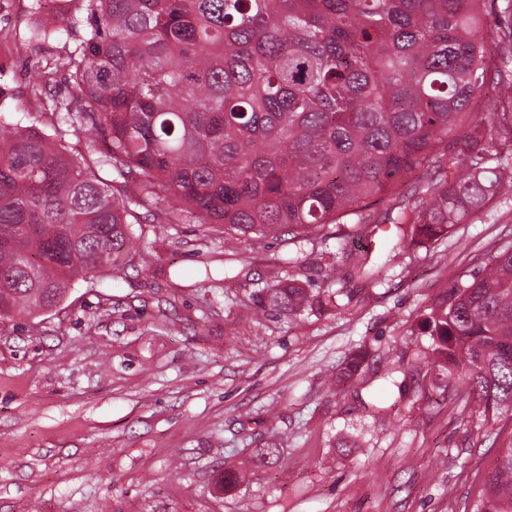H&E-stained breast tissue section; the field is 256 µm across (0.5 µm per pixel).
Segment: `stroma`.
Masks as SVG:
<instances>
[{"mask_svg":"<svg viewBox=\"0 0 512 512\" xmlns=\"http://www.w3.org/2000/svg\"><path fill=\"white\" fill-rule=\"evenodd\" d=\"M60 22L45 0H0L11 121L43 129L49 99L80 98L60 73L32 90L35 66L84 32L31 39ZM131 231L123 269L74 281L55 311L0 321V512H469L512 420L462 417L411 367L431 344L424 314L512 241V194L396 256L347 224L326 240L228 241L223 225L166 211ZM327 252L390 261V279L345 281L325 271ZM273 270L332 302L280 310L260 297ZM390 371L404 394L383 390ZM271 438L281 459L257 466ZM227 469L240 480L223 491Z\"/></svg>","mask_w":512,"mask_h":512,"instance_id":"stroma-1","label":"stroma"}]
</instances>
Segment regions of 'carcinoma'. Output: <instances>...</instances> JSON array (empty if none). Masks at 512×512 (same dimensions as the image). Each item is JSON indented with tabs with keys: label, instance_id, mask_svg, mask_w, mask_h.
Returning <instances> with one entry per match:
<instances>
[{
	"label": "carcinoma",
	"instance_id": "carcinoma-1",
	"mask_svg": "<svg viewBox=\"0 0 512 512\" xmlns=\"http://www.w3.org/2000/svg\"><path fill=\"white\" fill-rule=\"evenodd\" d=\"M89 27L55 69L81 92L51 133L0 118V319L44 311L47 289L126 264L130 225L174 208L188 224L260 239H329L392 203L387 237L437 241L512 190V22L478 37L482 0H65ZM497 77L496 111L478 91ZM101 139L105 180L70 149ZM428 169L438 177L412 181ZM279 308L309 303L279 280ZM433 376L489 421L512 417V245L426 319ZM256 460L273 465L268 442ZM471 512H512V443Z\"/></svg>",
	"mask_w": 512,
	"mask_h": 512
}]
</instances>
